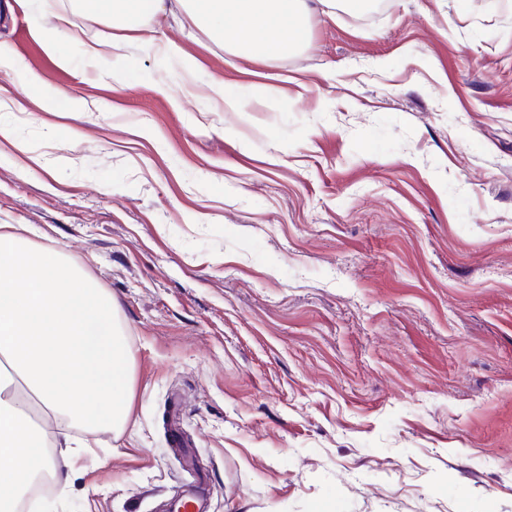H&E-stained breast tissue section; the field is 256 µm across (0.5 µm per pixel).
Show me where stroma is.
Returning a JSON list of instances; mask_svg holds the SVG:
<instances>
[{"label": "stroma", "mask_w": 512, "mask_h": 512, "mask_svg": "<svg viewBox=\"0 0 512 512\" xmlns=\"http://www.w3.org/2000/svg\"><path fill=\"white\" fill-rule=\"evenodd\" d=\"M0 0V224L112 295L121 429L25 512H512V0L315 15L246 62L186 20L149 52L70 0ZM250 84L245 111L209 85ZM189 456L174 447V433Z\"/></svg>", "instance_id": "1"}]
</instances>
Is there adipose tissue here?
<instances>
[{
  "label": "adipose tissue",
  "mask_w": 512,
  "mask_h": 512,
  "mask_svg": "<svg viewBox=\"0 0 512 512\" xmlns=\"http://www.w3.org/2000/svg\"><path fill=\"white\" fill-rule=\"evenodd\" d=\"M336 0H74L89 14L128 32L148 51L177 58L182 77L193 57L160 42L172 8L247 61L288 55L307 41L316 5ZM130 349L111 296L34 246L11 224L0 225V512H14L38 473H55L30 413L51 412L69 427L118 429L128 415Z\"/></svg>",
  "instance_id": "1"
}]
</instances>
